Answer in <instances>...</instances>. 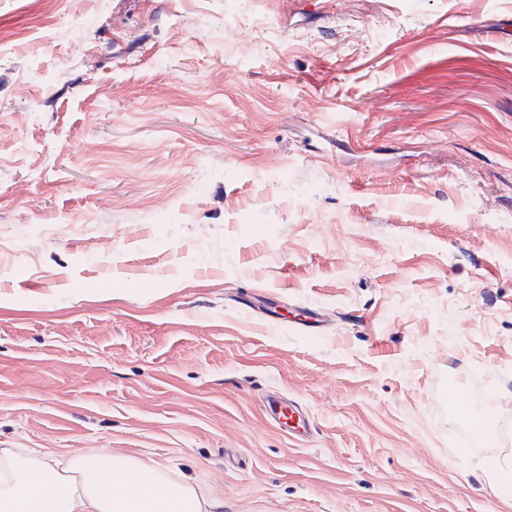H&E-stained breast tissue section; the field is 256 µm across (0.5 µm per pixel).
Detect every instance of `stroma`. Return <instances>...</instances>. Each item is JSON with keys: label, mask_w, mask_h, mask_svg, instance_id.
I'll return each instance as SVG.
<instances>
[{"label": "stroma", "mask_w": 512, "mask_h": 512, "mask_svg": "<svg viewBox=\"0 0 512 512\" xmlns=\"http://www.w3.org/2000/svg\"><path fill=\"white\" fill-rule=\"evenodd\" d=\"M57 2L0 0V447L512 512V0Z\"/></svg>", "instance_id": "stroma-1"}]
</instances>
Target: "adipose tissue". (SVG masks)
Returning a JSON list of instances; mask_svg holds the SVG:
<instances>
[{"label":"adipose tissue","instance_id":"obj_1","mask_svg":"<svg viewBox=\"0 0 512 512\" xmlns=\"http://www.w3.org/2000/svg\"><path fill=\"white\" fill-rule=\"evenodd\" d=\"M192 483L109 448L66 463L41 448H0V512H211Z\"/></svg>","mask_w":512,"mask_h":512}]
</instances>
